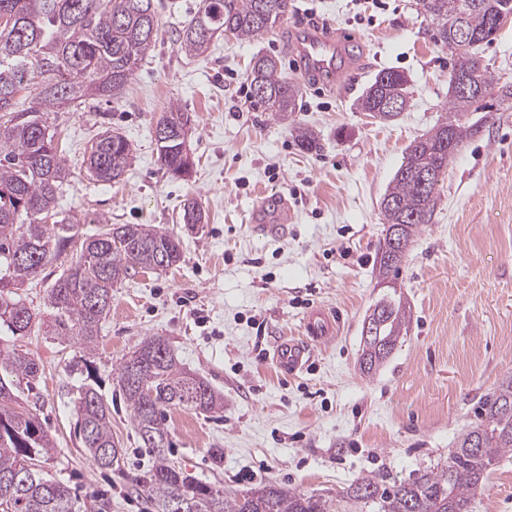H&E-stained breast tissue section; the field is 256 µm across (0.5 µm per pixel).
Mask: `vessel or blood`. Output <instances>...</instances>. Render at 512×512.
<instances>
[{"instance_id":"vessel-or-blood-1","label":"vessel or blood","mask_w":512,"mask_h":512,"mask_svg":"<svg viewBox=\"0 0 512 512\" xmlns=\"http://www.w3.org/2000/svg\"><path fill=\"white\" fill-rule=\"evenodd\" d=\"M349 43V38L345 36L336 37L315 30L303 32L296 45L302 70L322 83L332 86L343 85L345 73L338 63L339 50ZM336 326L335 315L318 309L306 318L303 330L311 341L322 343L332 339ZM310 357L311 350L308 344L295 340L279 342L273 348L275 363L291 374L301 370Z\"/></svg>"}]
</instances>
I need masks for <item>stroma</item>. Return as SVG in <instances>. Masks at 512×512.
<instances>
[{"label":"stroma","mask_w":512,"mask_h":512,"mask_svg":"<svg viewBox=\"0 0 512 512\" xmlns=\"http://www.w3.org/2000/svg\"><path fill=\"white\" fill-rule=\"evenodd\" d=\"M201 0H158V36L116 99L75 102L51 113L71 175L56 212L81 234L101 222L151 224L176 232L181 262L136 271L112 290L96 347L99 390L114 399L116 369L148 336L164 339L184 367L224 397V409L166 413L171 459L198 479L244 490L273 481L307 495L338 496L375 472L405 480L448 457L476 421L483 398L512 374V101L465 141L448 162L437 205L405 259L398 283L412 311L409 331L370 375L359 366L361 324L381 290L375 257L386 226L380 204L407 147L445 121L453 58L436 43L418 0H386L372 21L355 20L352 0H306L330 34L351 31L347 88L303 75L293 45L307 26L289 11L255 40L219 35L186 56L176 35ZM271 55L300 92L287 120L256 107L249 84L255 56ZM478 56L498 84H512V18ZM383 70L408 79L406 110L390 121L358 100ZM194 120L191 176L175 178L158 161L153 128L170 105ZM315 133L303 152L296 128ZM113 130L132 148L122 180L92 179L82 162L98 133ZM286 193L290 222L267 233L249 221L261 192ZM205 221H182L185 199ZM75 248L20 288L44 313L47 290ZM336 311L335 337L315 346L304 371L273 362L278 341L300 337L305 314ZM0 343L35 356L41 376L18 401L36 414L57 450L45 465L78 496L94 494L109 512H154L134 490L152 465L125 407L112 411V435L125 450L121 469H99L81 445L66 391L74 346L40 328ZM473 512H512V457L493 469Z\"/></svg>","instance_id":"1"}]
</instances>
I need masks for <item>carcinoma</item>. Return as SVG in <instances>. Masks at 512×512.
<instances>
[{"instance_id": "cac0c4a2", "label": "carcinoma", "mask_w": 512, "mask_h": 512, "mask_svg": "<svg viewBox=\"0 0 512 512\" xmlns=\"http://www.w3.org/2000/svg\"><path fill=\"white\" fill-rule=\"evenodd\" d=\"M512 0H419L432 17L435 40L447 47L454 63L449 80L475 75L490 94L494 80L481 70L477 48L499 30L495 20ZM155 0H0V329L24 336L34 324L56 340L76 345L79 355L66 366L78 376L71 386L82 447L104 470L118 469L123 449L112 436V410L99 392L94 358L102 320L112 307V288L137 269L163 271L182 258L180 238L149 224H106L84 240L85 249L51 285L46 317L34 313L19 288L62 256L78 235V225L63 218L49 226L38 218L53 215L58 194L70 175L48 113L75 100L110 99L122 93L151 47L158 31ZM289 0H202L195 16L177 35L187 55H200L212 38L230 33L254 39L275 29L288 12ZM459 15L472 34L461 47L451 38L448 18ZM252 95L265 111L288 118L299 89L281 75L278 61L262 56L250 71ZM34 82L36 102L23 108L15 95ZM408 80L395 70L376 74L359 99V108L380 121L398 113L384 105L407 103ZM479 103L452 92L448 120L411 144L384 197V223L402 225L394 256L388 242L375 260L376 284L388 292L373 305L379 311L376 335L361 339V369L371 373L395 350L409 331L411 315L397 291L396 277L420 230L430 223L436 187L458 147L479 133L489 116L459 120ZM171 129L192 125L191 115L172 104L158 119ZM158 161L177 177L193 168L190 153L175 138L157 144ZM132 156L127 139L105 132L90 147L84 163L96 180H121ZM182 219L199 224L198 202L184 203ZM40 365L29 353L0 348V512H81L85 507L72 489L50 476L43 464L55 442L38 417L13 407L15 391L32 389ZM119 395L130 410L143 445L152 450L151 468L136 480V490L169 512L179 499L183 512H337L334 499L306 496L267 482L241 492L203 482L168 456L170 441L165 410L179 407L216 413L221 397L210 384L180 366L159 337L144 338L117 368ZM512 453V375L501 380L480 405L478 423L462 432L448 459L408 480L388 482L369 473L343 494L348 512H472V502L491 470Z\"/></svg>"}]
</instances>
